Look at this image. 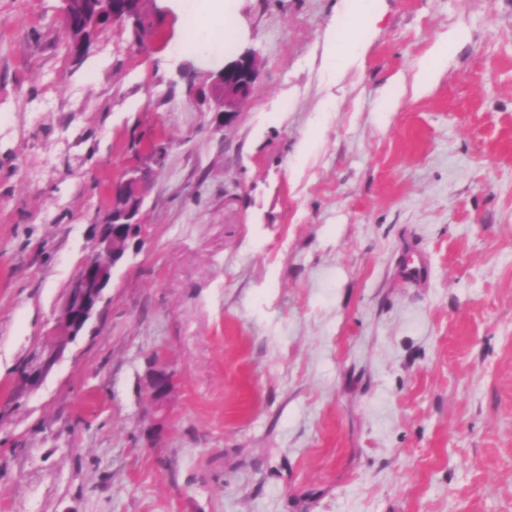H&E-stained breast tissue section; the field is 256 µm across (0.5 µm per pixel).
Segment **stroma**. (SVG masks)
Returning <instances> with one entry per match:
<instances>
[{
    "label": "stroma",
    "instance_id": "obj_1",
    "mask_svg": "<svg viewBox=\"0 0 512 512\" xmlns=\"http://www.w3.org/2000/svg\"><path fill=\"white\" fill-rule=\"evenodd\" d=\"M194 4L77 62L58 0H0V512H512V0H377L335 74L356 0H228L259 62L228 129L173 50ZM134 166L143 246L63 335ZM469 41V34L464 28L448 32V36L431 51L429 57L416 75L414 90L422 91L427 88L434 73L448 60V52L459 49ZM153 361L156 369L151 376L149 389L153 402L158 408H162L168 395L173 390L174 380L172 375L164 368L163 355L161 353H155Z\"/></svg>",
    "mask_w": 512,
    "mask_h": 512
}]
</instances>
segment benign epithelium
Returning a JSON list of instances; mask_svg holds the SVG:
<instances>
[{
    "label": "benign epithelium",
    "mask_w": 512,
    "mask_h": 512,
    "mask_svg": "<svg viewBox=\"0 0 512 512\" xmlns=\"http://www.w3.org/2000/svg\"><path fill=\"white\" fill-rule=\"evenodd\" d=\"M106 7L89 16L85 34L71 40L69 53L73 57L85 55L99 30L108 25H136L141 39L152 33L147 16L134 17L129 10L130 0H102ZM258 74L256 53L246 48L224 58V64L215 71L199 74L200 80H189L187 93L193 97L207 91V111L219 116L224 127L235 125L240 103L253 91ZM146 174L130 170L112 185V208L107 213L97 246L81 265L69 285L68 298L63 310V327L75 336L97 312L105 292L110 288L115 272L139 251L142 238V211L147 195ZM154 370L149 389L151 398L161 408L173 390L172 375L164 368L163 355L155 353Z\"/></svg>",
    "instance_id": "obj_1"
}]
</instances>
